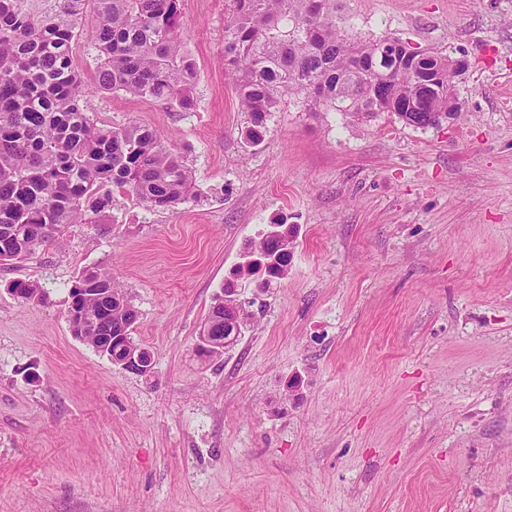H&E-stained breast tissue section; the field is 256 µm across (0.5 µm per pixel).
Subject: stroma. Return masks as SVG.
Here are the masks:
<instances>
[{
	"label": "stroma",
	"instance_id": "stroma-1",
	"mask_svg": "<svg viewBox=\"0 0 512 512\" xmlns=\"http://www.w3.org/2000/svg\"><path fill=\"white\" fill-rule=\"evenodd\" d=\"M228 13L182 0L192 111L82 100L158 131L196 199L153 212L116 189L106 221L0 264V512H512V0H339L349 35L466 59L461 117L360 122L287 97L256 145ZM280 222L288 269L261 292L241 257ZM93 268L138 310L150 376L73 336L69 291ZM232 277L250 327L203 357Z\"/></svg>",
	"mask_w": 512,
	"mask_h": 512
}]
</instances>
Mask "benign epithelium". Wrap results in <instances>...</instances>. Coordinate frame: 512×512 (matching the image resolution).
I'll return each mask as SVG.
<instances>
[{"label":"benign epithelium","instance_id":"7a95c632","mask_svg":"<svg viewBox=\"0 0 512 512\" xmlns=\"http://www.w3.org/2000/svg\"><path fill=\"white\" fill-rule=\"evenodd\" d=\"M80 296H91L102 303V307L96 310H90L82 303L70 302L68 309V321L71 332L79 341L91 345L97 352L112 360V363L120 369L131 373H151L152 365L145 363L144 348L138 345L130 336L123 337L128 351L121 360L112 358V342L117 340V336L123 332H131L126 324L121 322L112 323V316L107 314L106 306L112 305V289L110 288H81ZM223 305L224 314H214L209 322L204 323L200 336H198V346L203 348L209 355H220L234 341V337L224 338L212 332V328L220 323L222 319H233V324L243 323V327H248L249 320L245 319L247 315L245 302L240 297L238 290L228 289L218 300Z\"/></svg>","mask_w":512,"mask_h":512}]
</instances>
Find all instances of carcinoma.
I'll use <instances>...</instances> for the list:
<instances>
[{
  "instance_id": "1",
  "label": "carcinoma",
  "mask_w": 512,
  "mask_h": 512,
  "mask_svg": "<svg viewBox=\"0 0 512 512\" xmlns=\"http://www.w3.org/2000/svg\"><path fill=\"white\" fill-rule=\"evenodd\" d=\"M35 0H0V242L18 236L25 256L56 242L70 224L112 207L111 188L130 190L151 210H173L192 196L194 173L152 128L100 125L84 111L86 84L72 62L73 42L91 20L95 88L194 105L196 71L180 36L182 0H63L41 15ZM337 0H230L224 62L232 73L247 137L256 143L279 100L294 96L368 120L390 112L428 128L448 116L456 68L431 50L416 56L400 39L343 34ZM397 54L384 57V44ZM257 250L279 255L265 282L283 276L290 254L262 232ZM78 288L112 289V320L138 312L105 271Z\"/></svg>"
}]
</instances>
